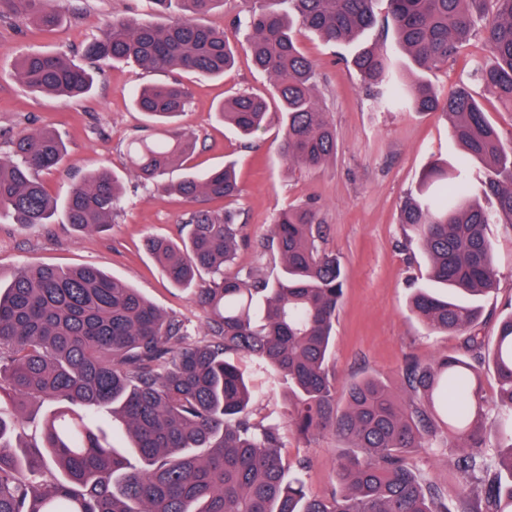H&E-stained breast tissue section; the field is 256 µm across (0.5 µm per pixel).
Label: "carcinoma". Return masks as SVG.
<instances>
[{
	"label": "carcinoma",
	"instance_id": "cac0c4a2",
	"mask_svg": "<svg viewBox=\"0 0 512 512\" xmlns=\"http://www.w3.org/2000/svg\"><path fill=\"white\" fill-rule=\"evenodd\" d=\"M54 2L0 0V16L6 9L52 29L61 22ZM153 3L161 14L173 9L188 18L165 25L112 19L85 49L91 67L132 62L216 77L234 64L224 32L192 20L223 0ZM389 8L398 47L423 72L448 65L486 17L489 59L475 63L470 78L512 112V0H389ZM375 23L374 0H250L238 26L273 92L237 93L219 104L218 116L252 136L277 112L285 164L321 167L336 152V133L297 31L336 44ZM351 66L376 88L379 106L441 113L459 148L455 163L424 171L400 223L426 254L430 279L442 285L416 289L410 310L430 331L461 337V350L406 366L405 399L373 377L346 384L336 398L328 360L344 275L320 249L322 226L309 207L284 210L271 225L263 249L279 264L272 281L252 268L224 273L245 240L233 209L191 211L179 242L146 239L169 281L193 289L206 315L202 341L186 321L96 266H24L0 287V395L19 414L32 400L56 408L25 442L20 418L0 411V512H512V312L487 339L479 335L478 306L497 287L485 227L512 230V144L465 83L439 94L393 69L378 48L359 49ZM13 75L51 95L80 96L93 85L91 73L63 53L23 54ZM132 96L164 131L127 145L137 177L191 203L239 195L231 165L164 179L187 168L196 150V137L172 126L191 102L185 85L151 84ZM66 157L51 128L14 138L0 159V216L31 228L53 223L61 209L78 232L111 225L123 194L113 173H86L61 206L36 178ZM439 181L448 194H429ZM236 357L249 358L272 384L288 385V426L296 435L308 440L329 429L350 448L336 461L339 494L310 495L300 476H288L279 428L256 421L257 393ZM482 363L497 377L489 405L478 396ZM441 411L445 446L462 449L456 466L466 477L454 511L409 459L411 449L438 442ZM105 415L127 428L137 464L94 432V420Z\"/></svg>",
	"mask_w": 512,
	"mask_h": 512
}]
</instances>
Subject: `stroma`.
Returning <instances> with one entry per match:
<instances>
[{"mask_svg":"<svg viewBox=\"0 0 512 512\" xmlns=\"http://www.w3.org/2000/svg\"><path fill=\"white\" fill-rule=\"evenodd\" d=\"M247 5V0H224L201 18L206 26L224 31L236 47V64L224 77L204 79L181 70L117 65L97 74L91 95L75 98L31 92L12 75L16 58L32 51H61L82 65L86 45L113 18L166 24L178 20V13H158L152 0H57L63 21L51 30L21 16L0 18V157L8 156L19 132L49 126L69 154L64 168L38 174L51 197L65 199L80 173L89 169H109L123 183L121 209L106 232H76L61 213L54 223L28 229L0 223V281L9 282L25 264L94 265L138 288L196 333L204 332L206 319L189 291L171 284L143 247L152 234L180 240L192 205L176 195L158 196L135 177L126 154L129 140L153 133L145 116L134 109L129 89L177 79L191 93V105L178 119L197 139L191 167L204 171L227 161L236 164L241 193L233 206L249 240L239 250L238 266L274 276L277 269L260 246L278 213L292 205L313 208L323 226L320 246L336 256L345 273L329 368L337 384L372 376L402 393L407 363L433 362L461 344L460 337L430 332L410 314L412 290L429 285L428 262L400 222L404 197L431 161L456 155L448 124L431 114L378 107L357 72L346 65L358 45L329 43L303 30L298 41L315 64L317 96L336 129L337 149L318 169L288 170L281 157L278 116H271L269 127L247 143L215 113L225 97L270 87L267 76L254 69L249 44L235 24ZM487 56L483 38L475 37L447 67L424 73L423 78L436 89L448 90L466 79L472 60ZM486 233L499 272L495 293L479 301L482 332L491 336L500 318L512 312V234L498 224L488 225ZM240 366L260 393L257 420L282 427L288 461L308 462V492L330 496L336 488L334 468L343 452L341 443L329 431L308 442L288 431L287 388L270 390L249 360H241ZM455 454V449L434 447L419 449L413 457L423 475L451 497L464 479L453 465Z\"/></svg>","mask_w":512,"mask_h":512,"instance_id":"stroma-1","label":"stroma"}]
</instances>
